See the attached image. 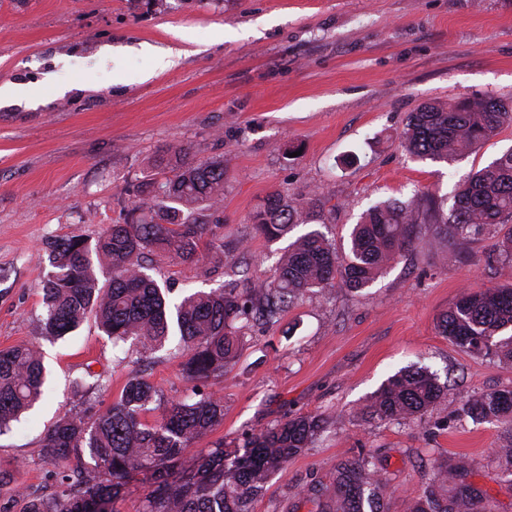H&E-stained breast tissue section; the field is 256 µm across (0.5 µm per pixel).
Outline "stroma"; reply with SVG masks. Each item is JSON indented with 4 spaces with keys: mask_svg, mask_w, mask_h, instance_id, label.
Segmentation results:
<instances>
[{
    "mask_svg": "<svg viewBox=\"0 0 512 512\" xmlns=\"http://www.w3.org/2000/svg\"><path fill=\"white\" fill-rule=\"evenodd\" d=\"M154 48L176 50L167 70H154ZM6 82L20 93L0 102V350L33 343L47 373L42 400L0 435V468L13 473L0 505L23 512L25 494L52 489L41 439L59 416L106 409L134 375L170 401L192 388L173 345L145 360L90 319L47 337L45 241H92L123 221L136 185L175 146L226 167L215 214L223 257L152 259L175 299L224 285L234 265L268 275L289 241L255 235L248 216L274 191L311 207L340 249L378 202L417 196L424 212L448 213L457 182L512 147V123L448 162L414 159L402 133L426 103H512V0H0ZM511 230L450 246L419 225L368 287L323 289L279 324L251 328L236 364L206 385L223 397L224 419L191 453L240 447L287 415L324 414L320 440L272 476L254 512H316L311 481L332 488L337 463L362 451L382 469L383 512H411L432 463L460 459L469 482L512 512L498 456L512 427L472 420L462 401L511 388L512 361L472 354L437 327L463 290L512 284V263L492 257ZM411 365L436 372L446 398L420 419H366L374 393Z\"/></svg>",
    "mask_w": 512,
    "mask_h": 512,
    "instance_id": "obj_1",
    "label": "stroma"
}]
</instances>
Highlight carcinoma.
Segmentation results:
<instances>
[{"mask_svg": "<svg viewBox=\"0 0 512 512\" xmlns=\"http://www.w3.org/2000/svg\"><path fill=\"white\" fill-rule=\"evenodd\" d=\"M512 122V106L494 98L458 97L428 103L410 114L404 147L420 161H446L494 138ZM188 149L173 150L153 178L137 185L141 204L124 223L110 225L94 242L79 236L47 243L48 272L43 286L48 336H65L93 317L103 332L132 340L143 354L163 348L177 332L185 360L183 374L205 384L238 356L243 336L235 323H270L308 293L340 282L361 290L412 246L415 227L428 223L412 200H388L371 208L350 234L348 250L319 229L298 236L279 259L273 275L255 280L238 272L231 286L198 290L169 306L159 284L146 273L145 255L158 253L183 263L199 260L206 222L201 207L224 195V160H187ZM316 221L306 208L273 192L249 215L255 232L277 240L299 224ZM512 223V148L470 173L454 195L449 213L435 220L437 235L468 238ZM110 277L99 282L97 271ZM439 330L456 345L488 358L512 361V285L467 289L439 321ZM44 367L39 350L19 344L0 350V432L19 419L42 394ZM448 392L426 370L400 372L374 394L366 415L380 421L422 417ZM195 400L166 403L149 382L128 379L119 399L104 411L66 414L48 428L42 450L57 466L55 491L29 493L23 512H112L124 479L142 473L152 490L145 512H253L270 477L305 453L325 432L321 414L285 417L241 448L216 446L205 456H188L196 438L224 420V401L194 391ZM162 410L153 424L142 420L150 405ZM476 420L512 421V389L464 399ZM88 457L93 465L70 467ZM364 453L336 465L334 495L318 501L319 512H382L372 486L380 478ZM460 460L450 468L432 466L431 477L411 512H497L490 495L470 484L448 489L467 474Z\"/></svg>", "mask_w": 512, "mask_h": 512, "instance_id": "carcinoma-1", "label": "carcinoma"}]
</instances>
